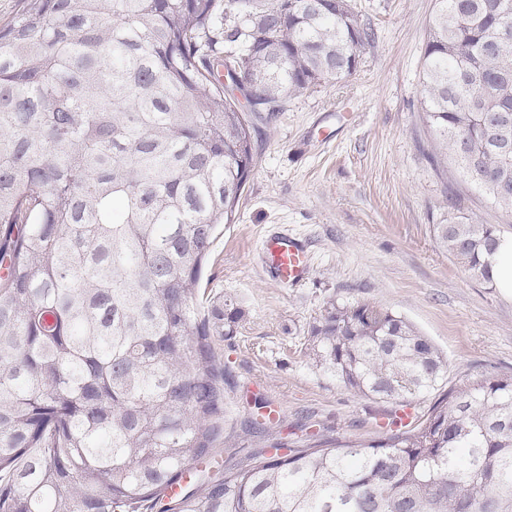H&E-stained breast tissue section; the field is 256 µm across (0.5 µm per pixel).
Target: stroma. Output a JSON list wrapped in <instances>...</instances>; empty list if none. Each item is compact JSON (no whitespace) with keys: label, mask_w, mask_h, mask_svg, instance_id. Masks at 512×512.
I'll return each instance as SVG.
<instances>
[{"label":"stroma","mask_w":512,"mask_h":512,"mask_svg":"<svg viewBox=\"0 0 512 512\" xmlns=\"http://www.w3.org/2000/svg\"><path fill=\"white\" fill-rule=\"evenodd\" d=\"M375 37L355 72L289 100L262 129L234 223L218 231L203 266L206 297L242 312L238 332L214 348L231 373L224 416L237 428L220 460L259 445L241 421L256 402L282 408L284 424L307 423L354 442L383 433L386 403L345 389L304 353L327 300L378 302L428 336L448 360V384L512 373V298L471 278L434 238L448 204L476 224L512 235V213L455 171L440 175L420 119L421 60L434 0H350ZM305 250L296 284L270 271L268 237Z\"/></svg>","instance_id":"35a3bbf8"}]
</instances>
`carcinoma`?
Here are the masks:
<instances>
[{"label": "carcinoma", "instance_id": "obj_1", "mask_svg": "<svg viewBox=\"0 0 512 512\" xmlns=\"http://www.w3.org/2000/svg\"><path fill=\"white\" fill-rule=\"evenodd\" d=\"M0 25V512H512V374L448 361L382 305L326 301L306 350L349 391L427 414L368 443H230L202 269L254 167L261 113L347 77L349 0H21ZM261 77L251 109L234 90ZM433 160L512 211V0H436ZM438 246L492 283L493 224L448 204ZM197 487L171 495L187 472Z\"/></svg>", "mask_w": 512, "mask_h": 512}]
</instances>
